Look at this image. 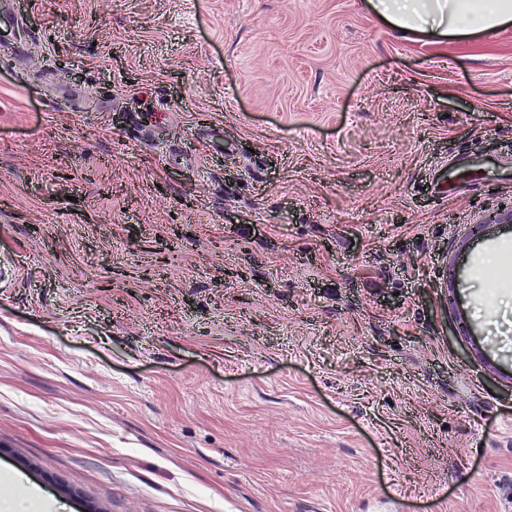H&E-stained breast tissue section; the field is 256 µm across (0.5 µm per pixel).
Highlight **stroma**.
I'll return each mask as SVG.
<instances>
[{"label":"stroma","mask_w":512,"mask_h":512,"mask_svg":"<svg viewBox=\"0 0 512 512\" xmlns=\"http://www.w3.org/2000/svg\"><path fill=\"white\" fill-rule=\"evenodd\" d=\"M5 7L0 476L57 512H512V25Z\"/></svg>","instance_id":"obj_1"}]
</instances>
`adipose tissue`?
<instances>
[{"mask_svg":"<svg viewBox=\"0 0 512 512\" xmlns=\"http://www.w3.org/2000/svg\"><path fill=\"white\" fill-rule=\"evenodd\" d=\"M365 6L384 28L434 44L512 23V0H365Z\"/></svg>","mask_w":512,"mask_h":512,"instance_id":"ef3b65f1","label":"adipose tissue"}]
</instances>
